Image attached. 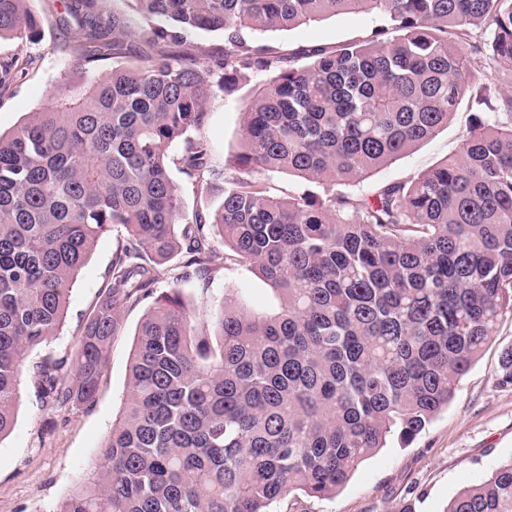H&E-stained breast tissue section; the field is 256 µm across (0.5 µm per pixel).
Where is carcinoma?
<instances>
[{
	"label": "carcinoma",
	"mask_w": 512,
	"mask_h": 512,
	"mask_svg": "<svg viewBox=\"0 0 512 512\" xmlns=\"http://www.w3.org/2000/svg\"><path fill=\"white\" fill-rule=\"evenodd\" d=\"M149 29L67 0L79 77L0 133V441L19 373L59 335L98 238L124 230L74 355L32 364L52 405L96 398L126 310L135 333L125 399L92 467L56 512H271L294 491L336 493L398 434L448 407L512 314V0H132ZM28 0H0V39L36 41ZM348 13L380 24L334 47L284 53L257 40ZM479 30L483 41H472ZM220 32L209 54L188 42ZM111 55L126 66L101 70ZM33 63H0V89ZM249 92L235 166L326 185L270 194L226 175L199 134L212 102ZM467 97L459 150L406 181L348 190L435 137ZM180 143V153L169 151ZM217 209L189 217L171 168ZM224 263L272 290L271 311L230 290L210 316L159 293L181 256L207 284ZM446 512H512V460Z\"/></svg>",
	"instance_id": "obj_1"
}]
</instances>
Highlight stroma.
<instances>
[{
  "label": "stroma",
  "instance_id": "obj_1",
  "mask_svg": "<svg viewBox=\"0 0 512 512\" xmlns=\"http://www.w3.org/2000/svg\"><path fill=\"white\" fill-rule=\"evenodd\" d=\"M63 2L29 0V9L42 20L38 40L24 46L8 40L0 42V61L20 52L34 58L30 69L0 93L1 133L12 131L28 112L44 104L77 61L69 50L72 35L58 23ZM376 23L373 15H339L289 32H269L261 41L280 51L316 44L332 47L368 33ZM245 108V93L230 99L217 98L203 130L219 164L225 165L230 175L236 172L234 160ZM472 114L470 104H463L447 129L357 184V191L409 179L456 153ZM120 236V231L113 229L99 238L70 293L61 335L33 351L31 360L48 353L75 351L80 321L98 300ZM212 267V279L204 289L197 279H183L181 260L173 258L158 288L178 289L189 307L201 310L218 307L231 288L238 289L251 307H270L271 292L258 276L243 267L225 266L222 243L214 245ZM143 314L140 307L125 312L92 403L62 408L43 403L31 376L22 374L14 428L0 440V512H50L75 484L87 479L121 409L133 335ZM509 348L512 316L506 315L478 360L461 378L447 409L411 443L404 445L399 439H391L332 497L290 494L283 503L285 512H400L408 505L415 512H443L459 491L479 484L493 468L512 460V384L504 383L502 378V354Z\"/></svg>",
  "mask_w": 512,
  "mask_h": 512
}]
</instances>
